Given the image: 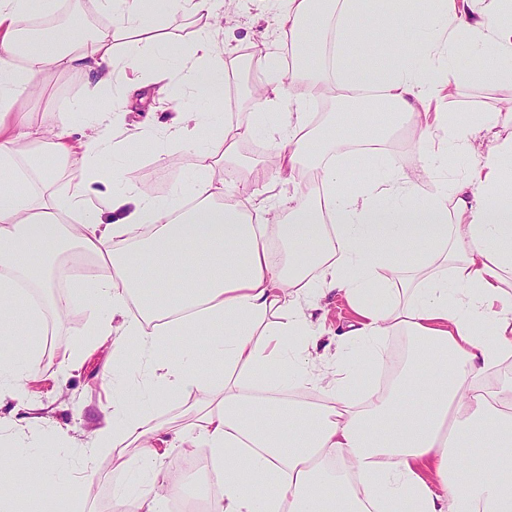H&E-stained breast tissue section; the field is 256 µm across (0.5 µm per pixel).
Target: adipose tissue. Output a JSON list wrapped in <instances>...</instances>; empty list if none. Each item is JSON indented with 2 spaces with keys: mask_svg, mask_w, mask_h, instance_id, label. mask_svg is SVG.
<instances>
[{
  "mask_svg": "<svg viewBox=\"0 0 512 512\" xmlns=\"http://www.w3.org/2000/svg\"><path fill=\"white\" fill-rule=\"evenodd\" d=\"M275 2L277 29L300 48L295 75L314 86L333 76L342 102L380 101L390 121L419 128L420 146L436 141L465 160L464 176L423 194L418 180L371 169L350 190L337 148L377 147L386 125L353 113L345 126H311L304 103L287 98L270 45L260 52L267 80L250 93L252 124L218 123L228 53L220 19L239 0H163L159 10L148 0H96L112 24L65 44L21 37L22 19L56 14L59 0H0V397L27 412L20 426L0 418V443L15 450L4 460L14 477L0 484V512H18L16 488L33 468L42 474L43 512H67L88 498L108 454L130 469L112 487L113 512H165L173 487L163 461L173 448L207 449L221 472L207 512H512V378L492 389L479 383L512 360V205L501 163L512 141L482 156L474 148L478 132L492 133L512 113L452 119L430 109L463 82L455 64L462 52L474 79L512 84V0ZM176 13L202 21L190 44L165 30L166 15ZM329 17L338 48L326 72L310 33ZM406 18L417 28L410 45ZM490 51L500 61L493 69L485 65ZM49 72L86 78L88 94L46 130L23 105ZM149 85L172 108L162 136L195 156L193 176L163 198L125 178L157 143L151 130L122 121ZM76 112L93 115L87 132L76 133ZM274 115L282 133L267 180L303 176L301 158L320 141L313 201H295L280 216L246 176L249 207L224 205L217 170ZM30 146L73 167L65 191L53 190V172L32 177ZM101 193L108 223L91 203ZM72 248L101 275L48 295L55 261ZM405 253L414 260L404 275L396 258ZM177 267L191 272L179 286ZM333 291L345 293L358 319L323 368L316 300ZM76 304L93 322L87 341L64 351L59 373L112 347L111 395L80 445L78 470L68 456L74 438L37 415L33 399L45 311ZM396 333L410 342L402 370L356 405L355 377ZM174 342L177 359L168 353ZM292 384L321 391L326 404L283 399ZM412 393L425 397L423 411L410 408ZM193 396L200 402L183 412L180 428L158 419L156 406ZM478 440L491 453L474 481Z\"/></svg>",
  "mask_w": 512,
  "mask_h": 512,
  "instance_id": "adipose-tissue-1",
  "label": "adipose tissue"
}]
</instances>
